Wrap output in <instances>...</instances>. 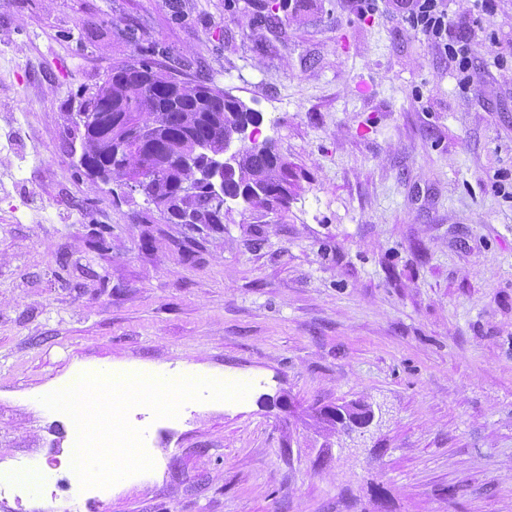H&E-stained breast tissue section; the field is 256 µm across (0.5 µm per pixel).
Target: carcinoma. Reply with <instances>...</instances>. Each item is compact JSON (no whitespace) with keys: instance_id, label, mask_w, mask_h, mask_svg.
<instances>
[{"instance_id":"carcinoma-1","label":"carcinoma","mask_w":512,"mask_h":512,"mask_svg":"<svg viewBox=\"0 0 512 512\" xmlns=\"http://www.w3.org/2000/svg\"><path fill=\"white\" fill-rule=\"evenodd\" d=\"M143 71L128 73L121 65L112 72L84 102L83 112H110L119 118L120 129L159 123L166 133L164 145L157 149V162L163 174L146 186V196L173 224L185 213L201 224L224 223V205L208 193L192 196L179 194V183L193 172L182 167L183 157L193 145L200 144L219 154L224 148V134L232 127L259 120L241 101L223 90L202 83L186 82L177 86L173 75L160 66L142 64ZM105 145L94 136H83L82 152L87 157L86 171L103 165ZM148 162L141 147L129 141L126 150L112 164L111 175L129 180L140 174ZM288 162L274 149L246 156L236 172L224 182V199L254 206H269L284 201L288 192ZM261 186L264 194L250 195L249 189Z\"/></svg>"}]
</instances>
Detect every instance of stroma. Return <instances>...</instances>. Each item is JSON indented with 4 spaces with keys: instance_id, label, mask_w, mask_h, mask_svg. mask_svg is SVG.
<instances>
[{
    "instance_id": "obj_1",
    "label": "stroma",
    "mask_w": 512,
    "mask_h": 512,
    "mask_svg": "<svg viewBox=\"0 0 512 512\" xmlns=\"http://www.w3.org/2000/svg\"><path fill=\"white\" fill-rule=\"evenodd\" d=\"M448 15L464 85L396 0H0V463L77 486L32 397L99 365L251 385L133 408L154 467L100 501L0 512H512V0ZM131 59L258 112L287 202L173 224L85 175L81 105ZM319 413L336 432L352 426L366 428L373 420V411L368 405L332 406L321 409Z\"/></svg>"
}]
</instances>
